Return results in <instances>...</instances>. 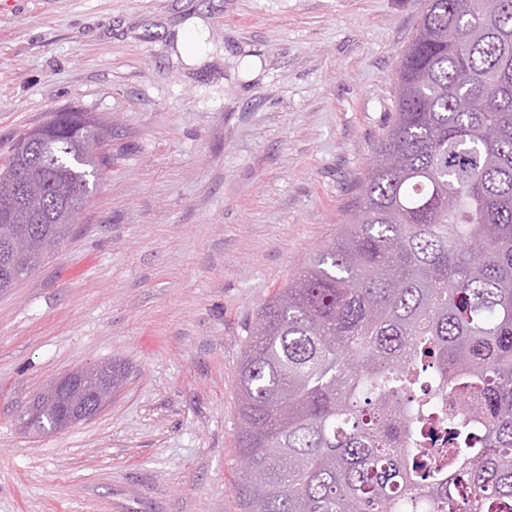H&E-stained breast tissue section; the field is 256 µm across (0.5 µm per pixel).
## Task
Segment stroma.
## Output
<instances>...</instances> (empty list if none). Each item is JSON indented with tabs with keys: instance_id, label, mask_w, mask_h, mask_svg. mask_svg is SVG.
<instances>
[{
	"instance_id": "obj_1",
	"label": "stroma",
	"mask_w": 512,
	"mask_h": 512,
	"mask_svg": "<svg viewBox=\"0 0 512 512\" xmlns=\"http://www.w3.org/2000/svg\"><path fill=\"white\" fill-rule=\"evenodd\" d=\"M424 6L0 0V157L58 112L112 123L73 235L0 293V512H240L247 328L355 206ZM111 361L96 416L22 424L51 382ZM205 26L201 19L192 17L186 20L178 31L175 48L182 61L188 65H197L203 54V32Z\"/></svg>"
}]
</instances>
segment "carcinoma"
<instances>
[{
    "mask_svg": "<svg viewBox=\"0 0 512 512\" xmlns=\"http://www.w3.org/2000/svg\"><path fill=\"white\" fill-rule=\"evenodd\" d=\"M396 81L352 218L249 329L240 512H512V0H427ZM83 116L41 125L28 273L72 232L56 186L83 205L112 162ZM34 404L54 428L61 396Z\"/></svg>",
    "mask_w": 512,
    "mask_h": 512,
    "instance_id": "1",
    "label": "carcinoma"
}]
</instances>
